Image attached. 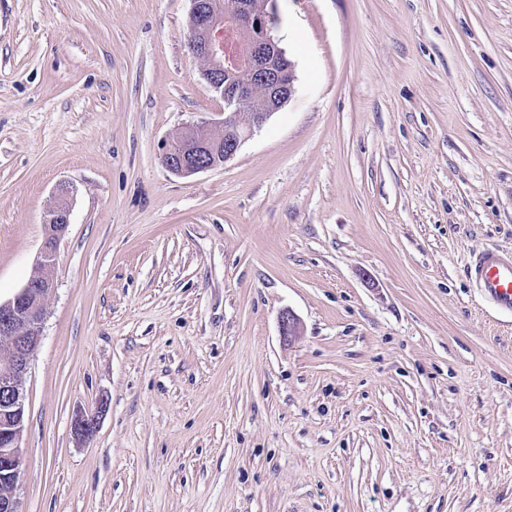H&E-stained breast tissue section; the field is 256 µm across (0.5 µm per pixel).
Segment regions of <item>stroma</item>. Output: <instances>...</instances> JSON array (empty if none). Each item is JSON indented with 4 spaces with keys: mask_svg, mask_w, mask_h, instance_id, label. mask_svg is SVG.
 <instances>
[{
    "mask_svg": "<svg viewBox=\"0 0 512 512\" xmlns=\"http://www.w3.org/2000/svg\"><path fill=\"white\" fill-rule=\"evenodd\" d=\"M273 6L294 97L177 177L224 117L189 0H0L1 300L73 188L23 512H512V313L465 273L512 251V0ZM102 409H97L95 412L77 411L73 416L72 429L75 437L79 441H86L96 431L99 414Z\"/></svg>",
    "mask_w": 512,
    "mask_h": 512,
    "instance_id": "1",
    "label": "stroma"
}]
</instances>
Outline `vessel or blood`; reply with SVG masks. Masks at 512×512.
<instances>
[{
	"instance_id": "1",
	"label": "vessel or blood",
	"mask_w": 512,
	"mask_h": 512,
	"mask_svg": "<svg viewBox=\"0 0 512 512\" xmlns=\"http://www.w3.org/2000/svg\"><path fill=\"white\" fill-rule=\"evenodd\" d=\"M469 280L500 310L512 311V252L488 248L466 269Z\"/></svg>"
}]
</instances>
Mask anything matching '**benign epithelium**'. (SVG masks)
Instances as JSON below:
<instances>
[{
    "label": "benign epithelium",
    "instance_id": "obj_1",
    "mask_svg": "<svg viewBox=\"0 0 512 512\" xmlns=\"http://www.w3.org/2000/svg\"><path fill=\"white\" fill-rule=\"evenodd\" d=\"M189 26L196 36L191 45L194 55L204 59L201 76L224 99L221 125L214 135L206 123L190 124L167 147L162 156L165 169L172 174L190 176L212 170L232 159L245 140L294 96L293 62L273 35V15L256 11L250 0H233L224 9L217 0H190ZM233 30L249 39L250 50L244 62L230 60L224 50V34ZM244 68L247 81L224 78V74ZM263 87L261 106L249 112L245 131L232 130L235 110L255 101V89ZM72 188L61 183L56 188V203L45 215V241L37 259L39 272L9 300L0 301V335L8 337L7 357L0 359V512H21L18 489L22 467L21 439L25 429L24 383L39 346L46 302L55 284L56 247L70 225ZM283 340L300 335V320L291 311L280 317ZM100 411H78L73 416L75 437L86 441L96 431Z\"/></svg>",
    "mask_w": 512,
    "mask_h": 512
}]
</instances>
